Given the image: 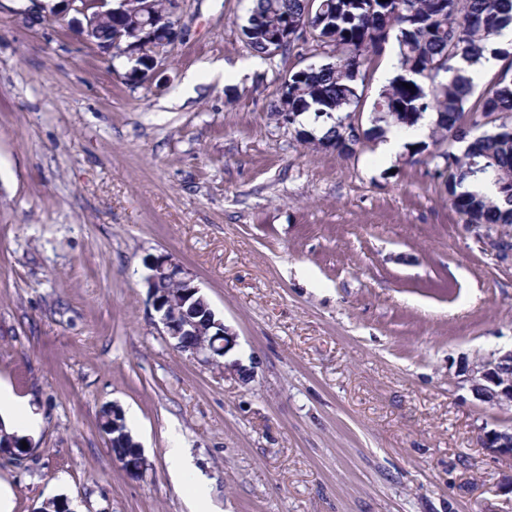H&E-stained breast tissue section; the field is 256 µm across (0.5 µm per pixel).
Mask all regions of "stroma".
Here are the masks:
<instances>
[{
  "instance_id": "35a3bbf8",
  "label": "stroma",
  "mask_w": 512,
  "mask_h": 512,
  "mask_svg": "<svg viewBox=\"0 0 512 512\" xmlns=\"http://www.w3.org/2000/svg\"><path fill=\"white\" fill-rule=\"evenodd\" d=\"M253 0H184L154 84L62 23L0 0V387L41 424L0 453L12 512H512V426L463 366L512 349V266L468 234L431 166L378 143L346 158L274 115L290 72L330 50L254 57ZM222 64V72L204 73ZM196 86H187L189 75ZM166 254L237 335L247 382L178 352L144 277ZM118 404L148 460L128 476L98 424ZM477 438L490 454L509 465L511 474L506 476V479L508 484H511L512 490V428L487 430L483 427L479 430Z\"/></svg>"
}]
</instances>
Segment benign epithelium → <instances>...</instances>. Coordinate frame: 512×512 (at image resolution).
Listing matches in <instances>:
<instances>
[{
	"label": "benign epithelium",
	"instance_id": "1",
	"mask_svg": "<svg viewBox=\"0 0 512 512\" xmlns=\"http://www.w3.org/2000/svg\"><path fill=\"white\" fill-rule=\"evenodd\" d=\"M28 6L21 15L30 24L42 26L47 22L68 21L83 41L99 46L107 57L125 56L137 59L142 49H151L149 68L140 71L139 82L150 83L156 79L169 48L180 38L183 0H169L167 11L159 16L150 8L151 0L138 6L148 20L135 29L118 30L111 39L101 40L100 24L109 13L88 15L86 7L77 0H26ZM466 231L480 242L485 250L501 263L512 265V226L509 224H467ZM145 277L148 295L154 310L160 316L163 335L172 347L209 366L217 365L224 375L234 376L242 382L249 380L246 370L238 361L218 360L226 356L237 343L236 334L216 317L207 298L194 283L187 270L168 255H159L147 265ZM171 280L177 285L178 297L168 301L156 285ZM464 382L472 394L482 403L497 408L512 407V350L493 353L479 358L464 369ZM478 440L495 458L512 469V428H481ZM137 449L138 460L120 461L123 470L133 478L143 474L147 461L140 443L132 442Z\"/></svg>",
	"mask_w": 512,
	"mask_h": 512
}]
</instances>
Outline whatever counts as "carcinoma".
Segmentation results:
<instances>
[{"instance_id":"carcinoma-1","label":"carcinoma","mask_w":512,"mask_h":512,"mask_svg":"<svg viewBox=\"0 0 512 512\" xmlns=\"http://www.w3.org/2000/svg\"><path fill=\"white\" fill-rule=\"evenodd\" d=\"M137 23L139 15L116 6L112 23L102 25V37ZM287 25L302 26L299 44L311 40L336 53L334 62L289 73L287 106L275 108L331 121L318 138L299 132L305 141L334 144L347 157L356 154L357 141L345 138L344 121L362 100V67L379 60L393 37L399 73L373 102L365 141L435 113L432 142L416 143L410 157L428 150L427 163L436 168L448 163V201L463 223L512 224V52H498L506 64L473 103V81L464 69L479 63L504 31L512 30V0H254L242 33L253 53L267 56L273 34ZM467 115L487 131L458 154L450 141L469 136ZM486 183L495 196L471 189Z\"/></svg>"}]
</instances>
